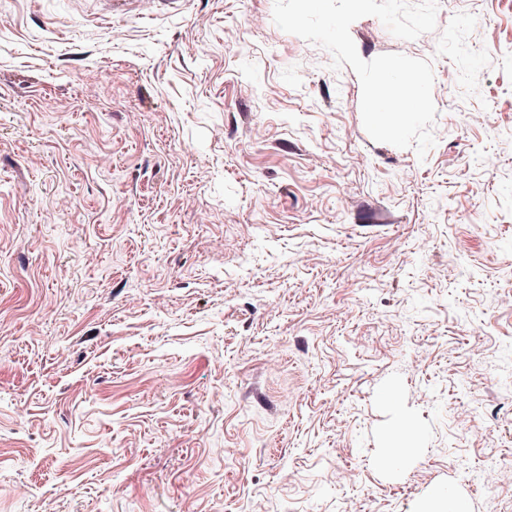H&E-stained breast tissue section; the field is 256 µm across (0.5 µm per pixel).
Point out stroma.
Returning a JSON list of instances; mask_svg holds the SVG:
<instances>
[{"mask_svg": "<svg viewBox=\"0 0 512 512\" xmlns=\"http://www.w3.org/2000/svg\"><path fill=\"white\" fill-rule=\"evenodd\" d=\"M273 5L0 0V512H512V0L351 25L422 158Z\"/></svg>", "mask_w": 512, "mask_h": 512, "instance_id": "1", "label": "stroma"}]
</instances>
